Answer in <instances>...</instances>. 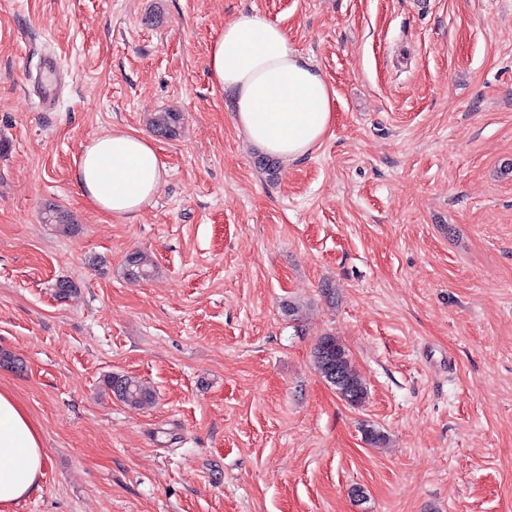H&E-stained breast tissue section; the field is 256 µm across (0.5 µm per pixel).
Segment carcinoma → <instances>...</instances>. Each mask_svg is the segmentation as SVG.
<instances>
[{
	"instance_id": "1",
	"label": "carcinoma",
	"mask_w": 512,
	"mask_h": 512,
	"mask_svg": "<svg viewBox=\"0 0 512 512\" xmlns=\"http://www.w3.org/2000/svg\"><path fill=\"white\" fill-rule=\"evenodd\" d=\"M180 121V113L164 111L155 113L149 125L154 133L168 137L176 133ZM155 272V262L144 252H134L126 259L125 276L130 280H147ZM314 363L319 374L347 403L358 406L366 400L367 388L353 367L347 350L336 337L326 335L319 339L314 349ZM105 386L109 393L133 409H140L154 399L151 389L131 375H110Z\"/></svg>"
}]
</instances>
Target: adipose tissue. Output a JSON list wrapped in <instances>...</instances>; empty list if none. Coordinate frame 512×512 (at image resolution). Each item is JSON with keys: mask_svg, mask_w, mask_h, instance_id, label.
<instances>
[{"mask_svg": "<svg viewBox=\"0 0 512 512\" xmlns=\"http://www.w3.org/2000/svg\"><path fill=\"white\" fill-rule=\"evenodd\" d=\"M209 66L237 128L263 153L298 160L332 126V91L322 73L259 12L240 13L225 24L211 42ZM166 177L153 143L118 126L87 144L74 169L84 197L116 217L139 211ZM47 463L29 415L0 390V512L32 494Z\"/></svg>", "mask_w": 512, "mask_h": 512, "instance_id": "1", "label": "adipose tissue"}]
</instances>
